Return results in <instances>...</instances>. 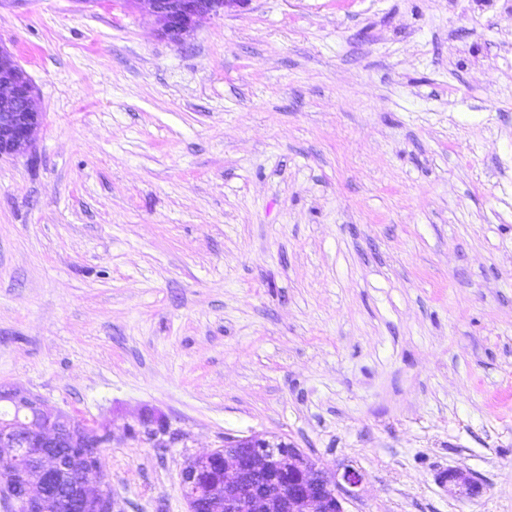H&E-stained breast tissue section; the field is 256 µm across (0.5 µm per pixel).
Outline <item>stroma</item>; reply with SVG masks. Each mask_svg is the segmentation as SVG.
I'll return each mask as SVG.
<instances>
[{"mask_svg": "<svg viewBox=\"0 0 512 512\" xmlns=\"http://www.w3.org/2000/svg\"><path fill=\"white\" fill-rule=\"evenodd\" d=\"M1 47L44 119L0 158V389L111 423L115 512H187L254 434L364 470L347 512H512V6L246 0L176 42L0 0ZM125 433L128 437L149 443L154 448H167L175 439L168 420L153 410H144L132 424H126ZM441 481L454 495L473 498L483 492V485L469 471L460 468L448 469L441 476Z\"/></svg>", "mask_w": 512, "mask_h": 512, "instance_id": "stroma-1", "label": "stroma"}]
</instances>
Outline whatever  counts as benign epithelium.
<instances>
[{
  "mask_svg": "<svg viewBox=\"0 0 512 512\" xmlns=\"http://www.w3.org/2000/svg\"><path fill=\"white\" fill-rule=\"evenodd\" d=\"M162 31L183 39L197 19L247 0H141ZM34 86L11 53L0 52V157L23 152L41 124ZM19 418L0 420V483L3 512H112L109 482L100 475L102 449L112 444L109 423H90L50 408L40 397L14 391ZM128 437L154 448L174 442L168 420L145 410L125 425ZM98 475L90 483L88 477ZM448 491L477 497L483 485L470 472L454 468L441 476ZM365 483L362 471L347 466L330 478L300 449L277 438L252 436L190 459L179 474L188 512L203 503L214 512H346L344 503Z\"/></svg>",
  "mask_w": 512,
  "mask_h": 512,
  "instance_id": "1",
  "label": "benign epithelium"
}]
</instances>
